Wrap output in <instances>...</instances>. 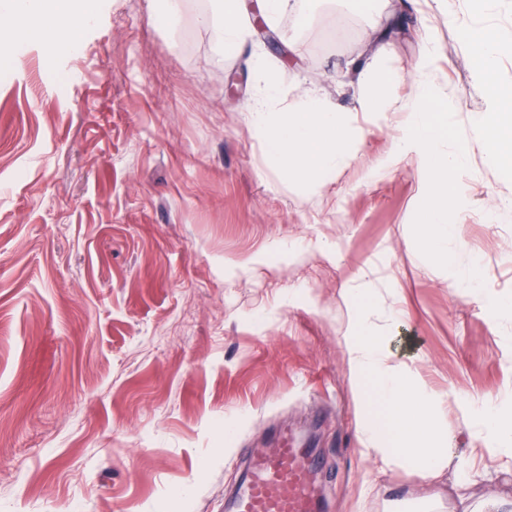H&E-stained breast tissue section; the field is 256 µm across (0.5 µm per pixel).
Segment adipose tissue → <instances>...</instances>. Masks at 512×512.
Returning <instances> with one entry per match:
<instances>
[{"instance_id": "1", "label": "adipose tissue", "mask_w": 512, "mask_h": 512, "mask_svg": "<svg viewBox=\"0 0 512 512\" xmlns=\"http://www.w3.org/2000/svg\"><path fill=\"white\" fill-rule=\"evenodd\" d=\"M210 22L218 24L224 46L234 49L251 36L250 26L241 15L239 0H213ZM95 0H0V13L14 32L40 30L62 46L78 45L80 33L91 19ZM466 40L476 60L480 78H487L497 57L512 52L487 30L470 28ZM434 100L422 91L413 106L420 119L394 139L396 153L415 149L422 182L427 190V208L415 233L419 239L433 242L437 257L452 254L449 246L455 227L448 222L449 211L458 208L457 197L439 192L441 183L451 181L463 163L462 153L446 154L439 148L442 128L428 114ZM491 119L490 154L493 165L512 167V113L504 111L499 95L488 100ZM355 145V134L346 117L328 102L303 94L288 109L286 121L272 130L267 147L290 179L314 186L325 173L344 166ZM351 366L374 378L383 406L381 420L364 419L359 428L366 456L388 461L390 455L415 457L424 475L439 477L450 456L448 434L434 423L423 392L398 368L387 362L377 337L360 332L348 348ZM482 429L475 438L472 455L512 450V407L492 400L483 401L480 410Z\"/></svg>"}]
</instances>
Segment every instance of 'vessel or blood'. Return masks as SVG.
I'll return each instance as SVG.
<instances>
[{
  "mask_svg": "<svg viewBox=\"0 0 512 512\" xmlns=\"http://www.w3.org/2000/svg\"><path fill=\"white\" fill-rule=\"evenodd\" d=\"M319 465L309 449L280 438L272 451H257L228 502V512H320L313 470Z\"/></svg>",
  "mask_w": 512,
  "mask_h": 512,
  "instance_id": "1",
  "label": "vessel or blood"
}]
</instances>
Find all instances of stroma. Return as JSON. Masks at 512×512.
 I'll return each mask as SVG.
<instances>
[{"mask_svg":"<svg viewBox=\"0 0 512 512\" xmlns=\"http://www.w3.org/2000/svg\"><path fill=\"white\" fill-rule=\"evenodd\" d=\"M308 0L273 42L225 49L211 0H97L77 49L0 48V512H224L251 452L316 437L322 512H478L512 493V456L472 480L367 459L346 337L366 324L423 384L452 454L472 405L512 403V170L487 159L488 85L465 31L512 41V0ZM463 204L451 260L414 236L425 206L412 120L422 42ZM386 48L393 112L357 109L354 63ZM277 75L257 117L258 70ZM313 90L359 134L315 187L266 133ZM473 279L471 294L448 283ZM374 303L361 319L354 298Z\"/></svg>","mask_w":512,"mask_h":512,"instance_id":"stroma-1","label":"stroma"}]
</instances>
